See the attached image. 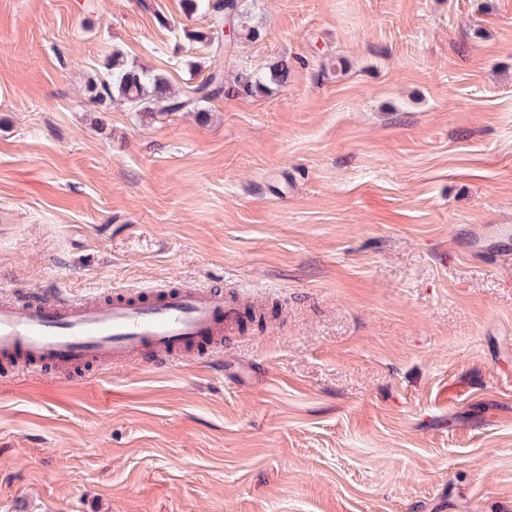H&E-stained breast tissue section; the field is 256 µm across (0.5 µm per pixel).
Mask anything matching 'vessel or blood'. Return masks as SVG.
<instances>
[{
	"label": "vessel or blood",
	"mask_w": 512,
	"mask_h": 512,
	"mask_svg": "<svg viewBox=\"0 0 512 512\" xmlns=\"http://www.w3.org/2000/svg\"><path fill=\"white\" fill-rule=\"evenodd\" d=\"M241 299L200 284L126 290L97 299L56 289L0 290V366L70 380L95 366H122L156 356L166 365L185 354L217 356L237 335Z\"/></svg>",
	"instance_id": "b4317fda"
}]
</instances>
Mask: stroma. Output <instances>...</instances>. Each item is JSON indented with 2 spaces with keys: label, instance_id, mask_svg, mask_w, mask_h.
Returning a JSON list of instances; mask_svg holds the SVG:
<instances>
[{
  "label": "stroma",
  "instance_id": "obj_1",
  "mask_svg": "<svg viewBox=\"0 0 512 512\" xmlns=\"http://www.w3.org/2000/svg\"><path fill=\"white\" fill-rule=\"evenodd\" d=\"M206 112L181 0H0V288L266 299L222 366L0 376V512H512V0H244ZM243 0H182L186 16L203 12L209 19V33L193 34L209 43L215 40V34L224 38L231 35L232 23L234 36L227 41L229 45H218L210 59L209 72L196 86L191 96H182L171 91L168 81L161 75L137 66H127L119 61L115 53L108 66L107 76L95 82L90 93L93 100H119L134 112L148 116L165 115L182 112L191 106L206 104L224 93L227 82L224 52L229 51L235 42L241 39L257 37V31L251 25V17L242 7ZM288 80V64L280 63L270 69L269 74L259 75L242 71L233 78L234 91L240 95H252L266 87L265 82L269 81L277 85H284Z\"/></svg>",
  "mask_w": 512,
  "mask_h": 512
}]
</instances>
